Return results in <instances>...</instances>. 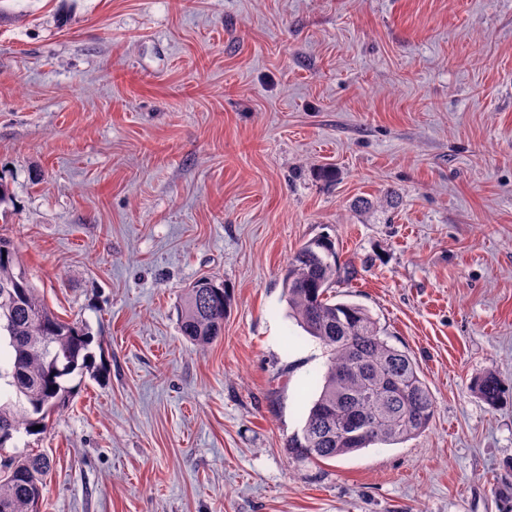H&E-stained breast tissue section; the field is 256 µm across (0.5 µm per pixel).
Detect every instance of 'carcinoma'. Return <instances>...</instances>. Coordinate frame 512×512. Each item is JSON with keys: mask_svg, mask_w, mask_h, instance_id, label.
Returning a JSON list of instances; mask_svg holds the SVG:
<instances>
[{"mask_svg": "<svg viewBox=\"0 0 512 512\" xmlns=\"http://www.w3.org/2000/svg\"><path fill=\"white\" fill-rule=\"evenodd\" d=\"M351 275L339 264L334 242L317 238L292 256L283 277L289 316L325 349V371L301 432L288 440L297 463H317L375 443H398L426 431L435 414L433 395L405 352L381 336L378 321L363 306L336 302V284ZM229 297L224 285L201 277L186 289L177 315L193 345L206 347L224 329ZM11 315L8 352L0 359V450L24 433L39 435L50 416L65 407L76 386L70 376L101 381L108 367L95 354L86 328L61 319L20 271L18 254L0 238V315ZM472 392L498 403L503 384L492 373L476 379ZM47 454L20 451L3 465L0 512H40Z\"/></svg>", "mask_w": 512, "mask_h": 512, "instance_id": "carcinoma-1", "label": "carcinoma"}]
</instances>
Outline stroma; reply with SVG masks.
I'll list each match as a JSON object with an SVG mask.
<instances>
[{
    "label": "stroma",
    "instance_id": "1",
    "mask_svg": "<svg viewBox=\"0 0 512 512\" xmlns=\"http://www.w3.org/2000/svg\"><path fill=\"white\" fill-rule=\"evenodd\" d=\"M4 6L0 237L109 369L16 440L57 461L41 512H502L512 0ZM322 236L353 272L337 300L416 360L435 417L299 465L326 357L282 277ZM203 276L231 304L199 349L176 308ZM503 391V384L493 373L476 379L472 384V392L489 405L498 403Z\"/></svg>",
    "mask_w": 512,
    "mask_h": 512
}]
</instances>
